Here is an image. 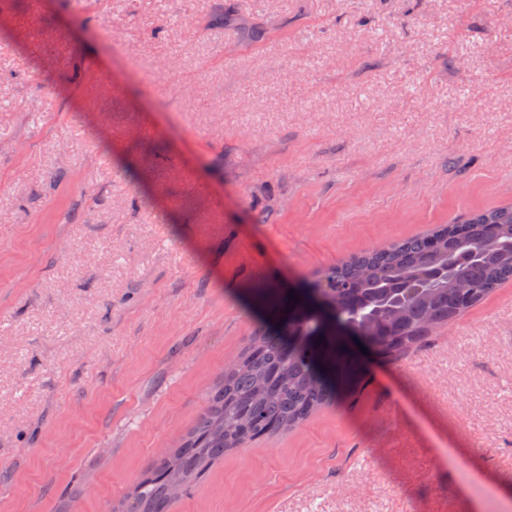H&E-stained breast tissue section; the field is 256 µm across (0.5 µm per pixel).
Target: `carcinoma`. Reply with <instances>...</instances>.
<instances>
[{"mask_svg": "<svg viewBox=\"0 0 512 512\" xmlns=\"http://www.w3.org/2000/svg\"><path fill=\"white\" fill-rule=\"evenodd\" d=\"M463 224L462 233L452 224L433 228L431 247L413 236L354 253L295 290L296 302L280 293L271 320L224 371L183 443L133 486L118 512H168L173 489L185 496L225 453L302 424L351 385L345 340L309 314L316 299L334 303L339 321L393 356L512 280V205L476 210Z\"/></svg>", "mask_w": 512, "mask_h": 512, "instance_id": "carcinoma-1", "label": "carcinoma"}]
</instances>
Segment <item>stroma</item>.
Masks as SVG:
<instances>
[{"label": "stroma", "instance_id": "stroma-1", "mask_svg": "<svg viewBox=\"0 0 512 512\" xmlns=\"http://www.w3.org/2000/svg\"><path fill=\"white\" fill-rule=\"evenodd\" d=\"M508 204L512 0H0V512H112L259 291ZM348 348L170 512H512V281Z\"/></svg>", "mask_w": 512, "mask_h": 512}]
</instances>
